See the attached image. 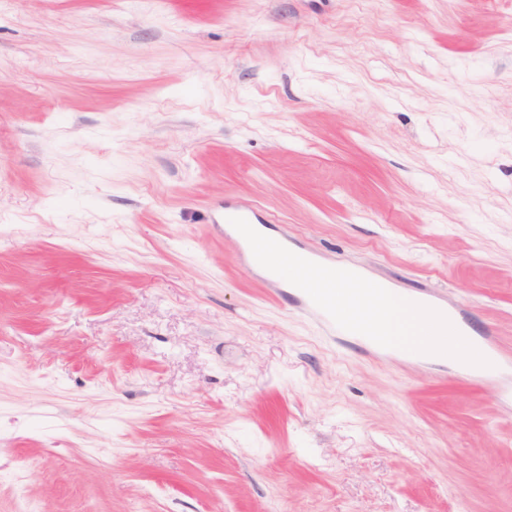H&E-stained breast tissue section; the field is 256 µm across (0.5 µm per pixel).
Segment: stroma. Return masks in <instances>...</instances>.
I'll use <instances>...</instances> for the list:
<instances>
[{"label":"stroma","instance_id":"1","mask_svg":"<svg viewBox=\"0 0 512 512\" xmlns=\"http://www.w3.org/2000/svg\"><path fill=\"white\" fill-rule=\"evenodd\" d=\"M453 308L328 339L225 203ZM512 512V0H0V512Z\"/></svg>","mask_w":512,"mask_h":512}]
</instances>
